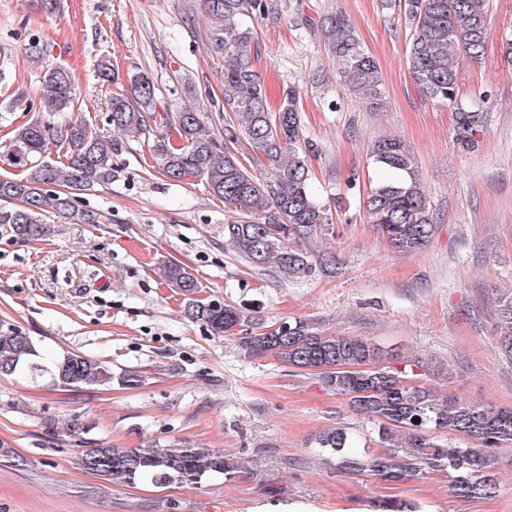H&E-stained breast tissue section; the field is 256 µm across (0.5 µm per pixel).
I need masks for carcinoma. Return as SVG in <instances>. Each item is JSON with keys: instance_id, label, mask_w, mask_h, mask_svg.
Listing matches in <instances>:
<instances>
[{"instance_id": "carcinoma-1", "label": "carcinoma", "mask_w": 512, "mask_h": 512, "mask_svg": "<svg viewBox=\"0 0 512 512\" xmlns=\"http://www.w3.org/2000/svg\"><path fill=\"white\" fill-rule=\"evenodd\" d=\"M490 0H403L411 29L408 67L422 92L454 112L457 144L475 148V135L485 116L480 105L459 96V66L484 55L490 36ZM202 10L223 31L215 49L224 55V102L233 116L222 131L209 128L210 115L189 87L186 100L157 115V88L151 77H130V89L108 101V122L114 136L100 137L80 112L74 111L75 81L64 66L52 65L44 75L42 112L46 116L14 130L10 146L19 154L8 165L24 170L18 177L0 175V236L16 242L43 241L53 235L50 224H38L34 213L52 209L74 224L92 223L78 205L86 191L112 184L119 177L113 160L121 155L129 134L147 138L155 170L174 181L199 178L209 193L233 213L224 225V240L235 255L258 272L274 266L282 275H310L316 268L334 269V260L316 250L317 240L332 229L331 207L320 199L311 182L294 87L282 88L272 110L266 85L255 72L258 43L247 18L255 11L275 13L277 0H202ZM322 32L339 65L343 84L356 97L377 102L381 95L378 65L362 47L342 15L324 19ZM161 131L150 137L151 123ZM65 149L63 166L44 155ZM253 163L250 171L243 160ZM372 159L386 177L370 186L364 201L367 219L403 255L424 251L433 236V214L415 160L395 138L376 142ZM159 276L181 296L184 314L205 324L218 336H231L241 327L245 349L269 354L298 370L319 371L321 387L345 397L350 408L377 426L383 450L366 458L351 450L352 437L342 427L317 433L313 444L337 469L370 472L386 482H401L446 471L455 495L463 499L497 496L495 476L499 450L512 447V407L467 403L439 395L427 383L409 384L421 377L410 361L394 364L375 344L341 334L326 335L304 321L285 322L276 330L255 321L249 309L197 298L198 279L183 265L167 260ZM502 356L512 362V296L500 309ZM364 365L347 371L344 365ZM47 378L69 391L142 383L137 370L112 374V367L77 352L66 351L51 364L43 362L37 342L5 324L0 326V376ZM458 435L467 448H445L434 435ZM76 465L117 485H198L222 476L232 479L237 465L215 448L190 444L179 447L81 448Z\"/></svg>"}]
</instances>
